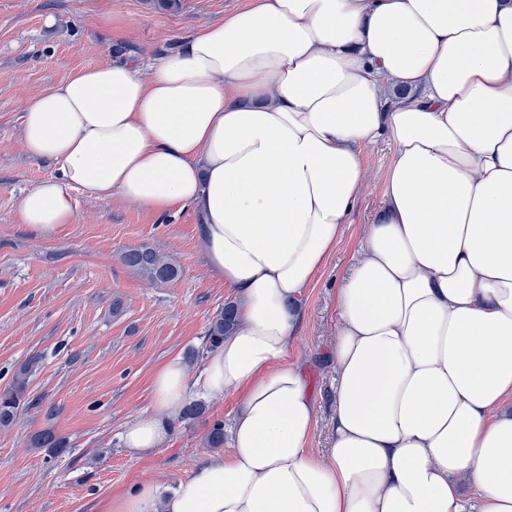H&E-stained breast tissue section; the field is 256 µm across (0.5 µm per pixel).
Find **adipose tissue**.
<instances>
[{"label": "adipose tissue", "mask_w": 512, "mask_h": 512, "mask_svg": "<svg viewBox=\"0 0 512 512\" xmlns=\"http://www.w3.org/2000/svg\"><path fill=\"white\" fill-rule=\"evenodd\" d=\"M22 135L57 174L20 197L21 223H72L77 190L190 208L242 299L198 377L170 358L123 435L154 450L194 391L240 390L229 453L110 512H512V0H247L150 80L115 62L46 88ZM380 139L393 152L337 293L318 455L288 348Z\"/></svg>", "instance_id": "1"}]
</instances>
